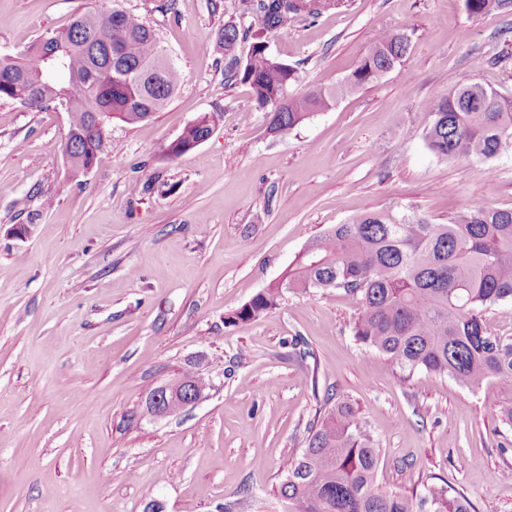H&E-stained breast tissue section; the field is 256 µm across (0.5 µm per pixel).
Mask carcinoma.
Listing matches in <instances>:
<instances>
[{
    "label": "carcinoma",
    "instance_id": "obj_1",
    "mask_svg": "<svg viewBox=\"0 0 512 512\" xmlns=\"http://www.w3.org/2000/svg\"><path fill=\"white\" fill-rule=\"evenodd\" d=\"M509 0H465L480 14ZM246 30L229 21L217 33L227 78L250 87L258 110L270 113L269 132L286 138L310 115L380 77L411 49L402 32L378 33L357 68L332 88L292 95L295 68L269 51L267 35L297 19H315L339 0H241ZM251 34L246 56L239 54ZM182 73L163 54L151 27L123 10H86L69 27L27 47L22 57L0 59V100L35 107L55 104L68 114L65 151L74 174L106 163L102 145L110 122L149 120L177 93ZM426 107L433 121L428 148L451 160L486 163L512 148V99L479 83H466ZM214 117L186 125L166 148L177 158L202 144ZM341 289L354 296L359 314L353 335L393 365L443 374L466 388L486 379L512 382V339L488 334L483 314L512 302V209L474 201L446 224L416 213L367 210L311 241L284 276L228 317L257 320L294 290ZM208 378L192 368L168 382L170 401H183ZM381 451L353 408L328 411L305 448L283 467L276 487L294 512H473L467 498L447 485H426L413 499L377 484Z\"/></svg>",
    "mask_w": 512,
    "mask_h": 512
}]
</instances>
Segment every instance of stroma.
<instances>
[{"mask_svg":"<svg viewBox=\"0 0 512 512\" xmlns=\"http://www.w3.org/2000/svg\"><path fill=\"white\" fill-rule=\"evenodd\" d=\"M0 0V58L18 57L75 13L137 15L182 72L146 122L112 123L110 163L72 175L66 113L0 100V512H289L275 494L313 423L349 403L382 449L377 483L463 492L512 512V382L469 389L409 371L355 341V298L285 293L251 322L229 315L281 277L330 227L369 209L436 224L480 200L512 209V150L435 156L429 100L477 82L512 97V5L344 0L269 34L296 67L294 94L353 71L380 30L406 33L403 61L312 114L268 131L251 91L224 80L216 35L246 28L240 0ZM211 136L178 158L165 145L199 114ZM26 227L17 236V227ZM200 362L204 401L147 414L156 386Z\"/></svg>","mask_w":512,"mask_h":512,"instance_id":"stroma-1","label":"stroma"}]
</instances>
